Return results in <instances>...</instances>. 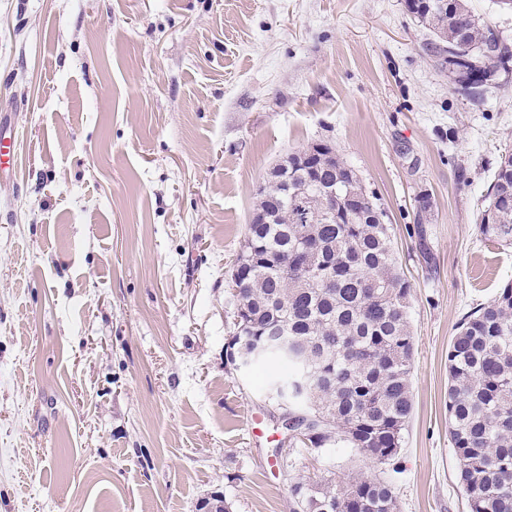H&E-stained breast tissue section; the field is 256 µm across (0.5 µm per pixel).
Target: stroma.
Returning <instances> with one entry per match:
<instances>
[{"label":"stroma","mask_w":512,"mask_h":512,"mask_svg":"<svg viewBox=\"0 0 512 512\" xmlns=\"http://www.w3.org/2000/svg\"><path fill=\"white\" fill-rule=\"evenodd\" d=\"M429 39L405 0H0L20 143L0 175V512H293L297 479L357 477L400 512H468L448 346L512 284V246L478 233L512 73L470 96ZM319 141L380 200L411 284L390 462L295 444L266 397L280 365L226 363L257 190Z\"/></svg>","instance_id":"1"}]
</instances>
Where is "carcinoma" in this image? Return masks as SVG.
I'll return each instance as SVG.
<instances>
[{
    "label": "carcinoma",
    "instance_id": "1",
    "mask_svg": "<svg viewBox=\"0 0 512 512\" xmlns=\"http://www.w3.org/2000/svg\"><path fill=\"white\" fill-rule=\"evenodd\" d=\"M414 0L407 10L434 36L427 50L445 56L448 78L467 91L512 69V46L470 10L467 0ZM317 142L276 164L256 209L270 224L246 227L250 265L230 276L244 309L242 332L288 329L297 356L291 387L304 384L296 410L318 414L324 433L300 440L318 450L340 445L379 461L396 457L412 415L414 336L410 282L397 269L385 212L356 171ZM336 182V212L321 208L319 185ZM483 240L512 245V152L501 157L487 205ZM448 434L459 460L469 512H512V284L466 313L448 348ZM296 512H397L394 488L378 478L345 486L295 481Z\"/></svg>",
    "mask_w": 512,
    "mask_h": 512
}]
</instances>
